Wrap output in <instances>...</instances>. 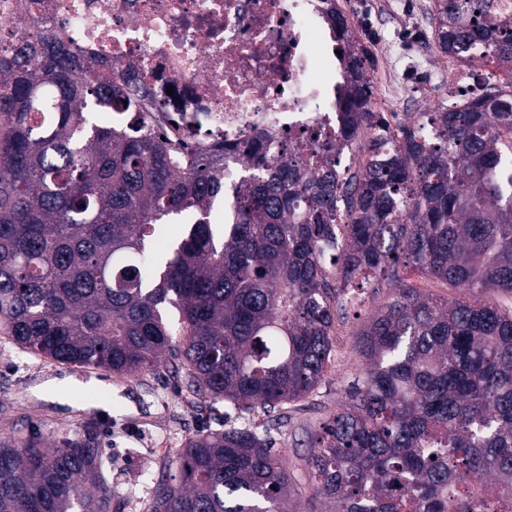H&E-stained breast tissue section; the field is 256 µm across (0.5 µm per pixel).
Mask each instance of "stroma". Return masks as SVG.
<instances>
[{
    "label": "stroma",
    "instance_id": "35a3bbf8",
    "mask_svg": "<svg viewBox=\"0 0 512 512\" xmlns=\"http://www.w3.org/2000/svg\"><path fill=\"white\" fill-rule=\"evenodd\" d=\"M339 2L358 34L372 45L376 66L369 76L376 82L377 111L395 113L402 121L453 95L455 78L432 40L433 0ZM389 68L406 85L402 96L392 100L377 82ZM384 298V292L363 289L360 303L347 307L345 316L336 320L325 381L290 405V423L272 433L275 453L288 463L295 512H321L307 464L308 433L335 412L356 382L360 322ZM224 411L223 400L190 397L184 373L174 364L156 374L124 378L32 354L0 335V438L33 434L56 445L87 425L99 426L105 477L118 512H150L155 479L176 476L179 449L197 432L223 429Z\"/></svg>",
    "mask_w": 512,
    "mask_h": 512
}]
</instances>
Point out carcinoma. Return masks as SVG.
Segmentation results:
<instances>
[{"mask_svg": "<svg viewBox=\"0 0 512 512\" xmlns=\"http://www.w3.org/2000/svg\"><path fill=\"white\" fill-rule=\"evenodd\" d=\"M445 58L490 63L469 104L392 128L346 13L341 128L309 157L233 146L240 180L133 116L122 84L40 34L0 50V334L123 377L185 369L189 392L285 418L332 355L344 293H389L359 331L364 367L310 436L322 512H499L512 503V4L434 0ZM110 111L112 125L94 122ZM180 222L166 249L156 235ZM414 269L456 290L404 283ZM176 315L185 342L175 344ZM190 437L151 512H293L270 434ZM95 426L56 446L0 439V512H113ZM495 483L485 493L484 484ZM406 278V282L412 285L414 288H421L422 291L439 295L441 297H448V299H459L461 296L457 294L452 288H447L437 282L430 281L422 278L418 273L408 269L407 273L403 275Z\"/></svg>", "mask_w": 512, "mask_h": 512, "instance_id": "cac0c4a2", "label": "carcinoma"}]
</instances>
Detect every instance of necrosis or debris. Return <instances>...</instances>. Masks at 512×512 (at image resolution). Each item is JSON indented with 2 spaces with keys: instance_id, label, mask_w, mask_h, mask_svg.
<instances>
[{
  "instance_id": "4bbe7bcc",
  "label": "necrosis or debris",
  "mask_w": 512,
  "mask_h": 512,
  "mask_svg": "<svg viewBox=\"0 0 512 512\" xmlns=\"http://www.w3.org/2000/svg\"><path fill=\"white\" fill-rule=\"evenodd\" d=\"M83 60L106 65L174 139L211 153L225 179L229 146L335 131L336 33L320 0H0Z\"/></svg>"
}]
</instances>
